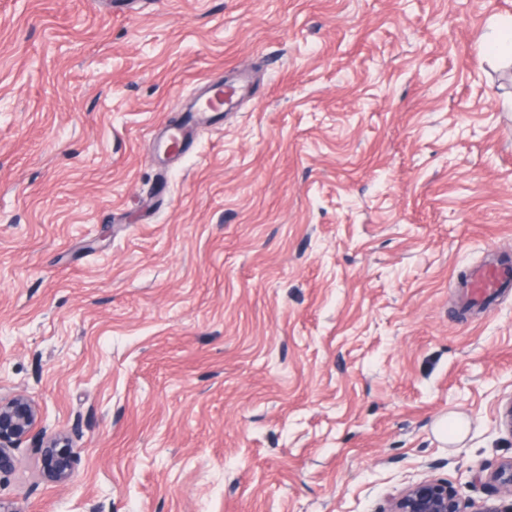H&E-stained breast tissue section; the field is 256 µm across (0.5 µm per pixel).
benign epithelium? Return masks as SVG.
<instances>
[{
  "label": "benign epithelium",
  "instance_id": "obj_1",
  "mask_svg": "<svg viewBox=\"0 0 512 512\" xmlns=\"http://www.w3.org/2000/svg\"><path fill=\"white\" fill-rule=\"evenodd\" d=\"M42 434L41 469L52 482H68L73 477L77 449L69 439L59 434L46 435L39 410L28 397H0V476L15 468L17 450L33 433ZM490 481L508 493L509 502L500 504H461L448 482L426 479L409 486L391 499L386 512H512V461L490 475Z\"/></svg>",
  "mask_w": 512,
  "mask_h": 512
}]
</instances>
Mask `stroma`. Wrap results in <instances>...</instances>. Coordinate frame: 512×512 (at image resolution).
I'll return each instance as SVG.
<instances>
[{
    "label": "stroma",
    "instance_id": "stroma-1",
    "mask_svg": "<svg viewBox=\"0 0 512 512\" xmlns=\"http://www.w3.org/2000/svg\"><path fill=\"white\" fill-rule=\"evenodd\" d=\"M512 0H0V396L21 512H385L512 459ZM215 81L172 158L156 134ZM465 436L449 440L456 419ZM487 45L492 49L506 43L512 47V17L493 20L490 23ZM470 280L465 302L470 307H483L498 289L512 288V264L477 267ZM39 410L28 397H0V476L15 468L17 450L40 426L42 434L41 469L44 477L52 482H68L73 477L77 454L69 439L59 434L47 436Z\"/></svg>",
    "mask_w": 512,
    "mask_h": 512
}]
</instances>
